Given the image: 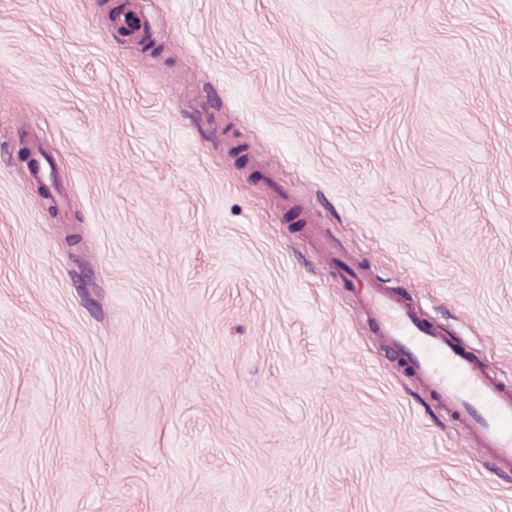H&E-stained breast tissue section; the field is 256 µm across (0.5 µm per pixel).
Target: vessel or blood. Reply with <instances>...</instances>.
I'll list each match as a JSON object with an SVG mask.
<instances>
[{"label":"vessel or blood","instance_id":"b4317fda","mask_svg":"<svg viewBox=\"0 0 512 512\" xmlns=\"http://www.w3.org/2000/svg\"><path fill=\"white\" fill-rule=\"evenodd\" d=\"M321 254L336 268L337 287L355 297L393 363L412 378L472 443L500 467L512 469V387L451 337L425 321L398 292L377 279L359 259L318 232L308 220Z\"/></svg>","mask_w":512,"mask_h":512}]
</instances>
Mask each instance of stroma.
Listing matches in <instances>:
<instances>
[{
	"mask_svg": "<svg viewBox=\"0 0 512 512\" xmlns=\"http://www.w3.org/2000/svg\"><path fill=\"white\" fill-rule=\"evenodd\" d=\"M305 216L512 380V0H0V512H512Z\"/></svg>",
	"mask_w": 512,
	"mask_h": 512,
	"instance_id": "obj_1",
	"label": "stroma"
}]
</instances>
